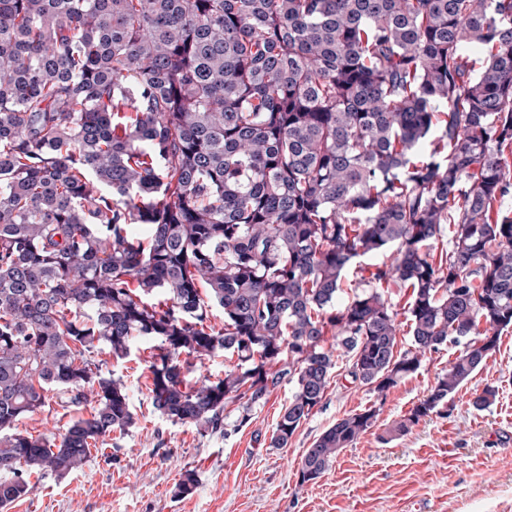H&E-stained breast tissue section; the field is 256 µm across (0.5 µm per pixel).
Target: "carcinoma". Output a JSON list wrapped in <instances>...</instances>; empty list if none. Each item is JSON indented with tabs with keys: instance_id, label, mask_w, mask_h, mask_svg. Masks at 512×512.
<instances>
[{
	"instance_id": "cac0c4a2",
	"label": "carcinoma",
	"mask_w": 512,
	"mask_h": 512,
	"mask_svg": "<svg viewBox=\"0 0 512 512\" xmlns=\"http://www.w3.org/2000/svg\"><path fill=\"white\" fill-rule=\"evenodd\" d=\"M510 200L512 0H0V512L135 425L98 355L137 338L153 409L204 433L288 380L285 448L336 351L383 396L463 342L396 431L441 413L512 328ZM218 351L238 363L188 379ZM52 391L92 411L17 431ZM376 416L324 430L299 484ZM390 302L394 304L395 309L398 310L397 321L399 323V333L397 336V347L396 351L399 354L400 352H404L411 348L412 337L409 333V324L410 322L407 320V314H404V310H402V306L405 303L406 296H404V290L400 288H389L386 293Z\"/></svg>"
}]
</instances>
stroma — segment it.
<instances>
[{
  "label": "stroma",
  "mask_w": 512,
  "mask_h": 512,
  "mask_svg": "<svg viewBox=\"0 0 512 512\" xmlns=\"http://www.w3.org/2000/svg\"><path fill=\"white\" fill-rule=\"evenodd\" d=\"M151 343L135 340L128 357L107 368L130 389L135 427L100 441L84 465L64 477L31 476V494L10 512H512V329L485 365L452 396L448 414L409 432L389 431L434 385L459 353L448 346L386 395L352 384L339 356L321 405L287 447L270 438L295 385L283 382L247 424L227 407V433H203L154 412L146 360ZM496 396L474 409L484 389ZM378 415L352 447L316 480L298 484L307 448L330 425L366 408ZM60 398L18 424L21 432L54 439L74 417ZM195 471L192 493L172 494L182 473Z\"/></svg>",
  "instance_id": "35a3bbf8"
}]
</instances>
